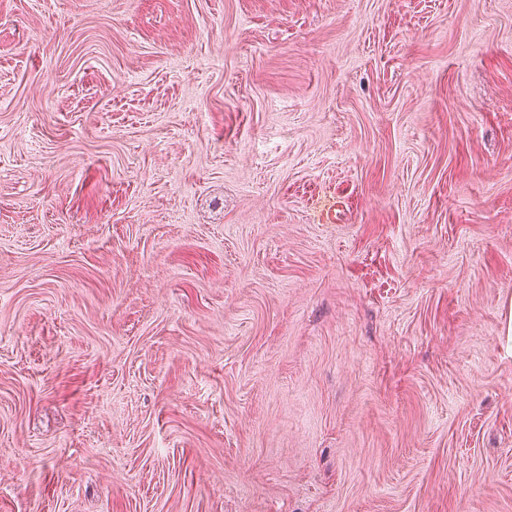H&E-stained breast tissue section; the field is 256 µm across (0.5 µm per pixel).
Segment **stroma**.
<instances>
[{"label": "stroma", "mask_w": 512, "mask_h": 512, "mask_svg": "<svg viewBox=\"0 0 512 512\" xmlns=\"http://www.w3.org/2000/svg\"><path fill=\"white\" fill-rule=\"evenodd\" d=\"M0 512H512V0H0Z\"/></svg>", "instance_id": "35a3bbf8"}]
</instances>
